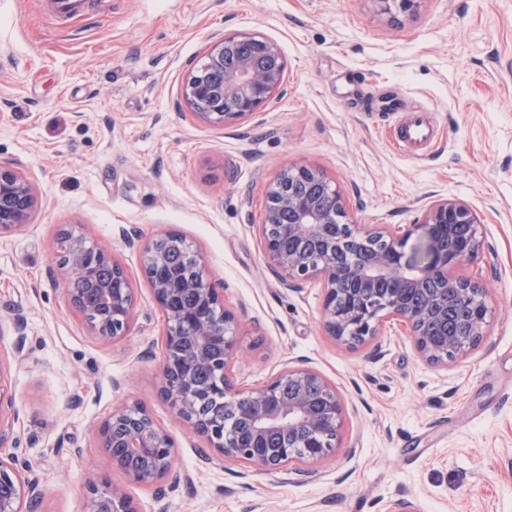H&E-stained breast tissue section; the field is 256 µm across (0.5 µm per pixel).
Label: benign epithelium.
<instances>
[{
    "label": "benign epithelium",
    "mask_w": 512,
    "mask_h": 512,
    "mask_svg": "<svg viewBox=\"0 0 512 512\" xmlns=\"http://www.w3.org/2000/svg\"><path fill=\"white\" fill-rule=\"evenodd\" d=\"M232 64H227L228 60ZM287 64L278 43L259 33H222L186 79L185 104L205 124L255 119L281 92ZM33 184L0 162V237L26 226L36 209ZM481 222L458 199L425 203L420 222L394 232L350 220L344 193L322 170L283 169L266 191L259 236L264 259L281 283L299 289L323 284L322 324L332 340L350 347L376 335L384 319L403 323L419 356L446 364L468 355L486 336V291L461 274L482 249ZM138 247L146 282L166 326L160 397L176 417L206 442V460H238L265 470L291 462L314 464L338 447L344 403L336 388L307 367L288 366L260 389L244 392L230 375L241 349L236 315L206 274V259L189 253L182 277L170 256L189 249L182 235L162 232ZM65 295L90 333L103 341L129 334L135 319L133 284L109 252L88 244L82 228L70 225L59 238ZM112 267V277L98 275ZM464 334L448 330V318ZM0 362V447L8 442L13 396ZM99 447L112 468L142 484L165 480L173 470L175 441L140 404L124 405L100 422ZM88 512H138L116 486L88 480ZM38 484L0 457V512H35Z\"/></svg>",
    "instance_id": "benign-epithelium-1"
}]
</instances>
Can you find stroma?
Masks as SVG:
<instances>
[{"label":"stroma","mask_w":512,"mask_h":512,"mask_svg":"<svg viewBox=\"0 0 512 512\" xmlns=\"http://www.w3.org/2000/svg\"><path fill=\"white\" fill-rule=\"evenodd\" d=\"M222 31L276 41L286 83L259 118L207 125L182 91ZM411 112L435 131L416 151L391 141ZM0 161L38 198L31 223L0 238L9 452L38 483V512H87L91 471L139 512H392L404 500L512 512V0H419L397 15L380 0H88L66 21L46 0H0ZM295 164L334 179L360 224L416 223L437 198L476 211L485 248L462 273L484 286L491 314L470 356L429 365L393 322L355 348L325 336L321 284L286 288L260 245L266 186ZM69 224L130 275L127 337L100 341L68 304L57 235ZM124 229L175 230L204 254L238 318L240 389L289 363L336 387L344 427L313 475L200 456L159 396L164 316ZM136 402L176 443L159 487L128 481L98 445L97 423Z\"/></svg>","instance_id":"35a3bbf8"}]
</instances>
